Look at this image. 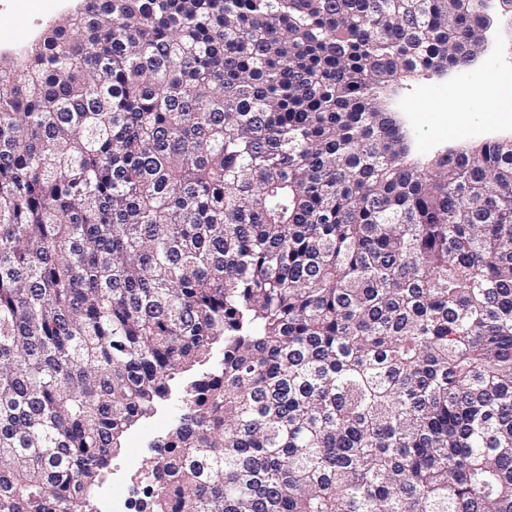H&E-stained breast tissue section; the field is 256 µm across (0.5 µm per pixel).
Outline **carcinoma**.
Returning <instances> with one entry per match:
<instances>
[{"instance_id":"1","label":"carcinoma","mask_w":512,"mask_h":512,"mask_svg":"<svg viewBox=\"0 0 512 512\" xmlns=\"http://www.w3.org/2000/svg\"><path fill=\"white\" fill-rule=\"evenodd\" d=\"M479 0H80L0 59V512H512V140L377 105ZM180 405L179 395L174 391L172 397L164 402L153 416L142 419L125 434L121 450L112 458L111 468L120 467L128 458L138 456L142 460L143 469L135 459H129L123 470L112 468V481L102 487L98 496L99 512H136L133 511V503L129 497L132 496L135 500L142 495L140 477L128 476L124 483L125 474L132 471L138 472L141 469L145 471L146 460L154 454L155 448L151 447L176 425L174 423L179 414ZM111 473L108 477H111ZM123 483L121 491L129 497L116 495L113 492L115 486Z\"/></svg>"}]
</instances>
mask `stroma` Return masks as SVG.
I'll use <instances>...</instances> for the list:
<instances>
[{
	"label": "stroma",
	"mask_w": 512,
	"mask_h": 512,
	"mask_svg": "<svg viewBox=\"0 0 512 512\" xmlns=\"http://www.w3.org/2000/svg\"><path fill=\"white\" fill-rule=\"evenodd\" d=\"M73 4L74 0H0V50L24 46ZM478 67L483 79L474 86L460 85L454 75L415 76L401 81L396 93L387 96V105L408 135L412 158L424 162L451 148H475L492 139L512 137V128L494 125L484 107L498 96L492 82L502 68L501 59L484 50ZM180 405L179 397H171L153 416L132 427L112 459L113 466H122L134 456L149 459L155 442L173 428Z\"/></svg>",
	"instance_id": "stroma-1"
}]
</instances>
